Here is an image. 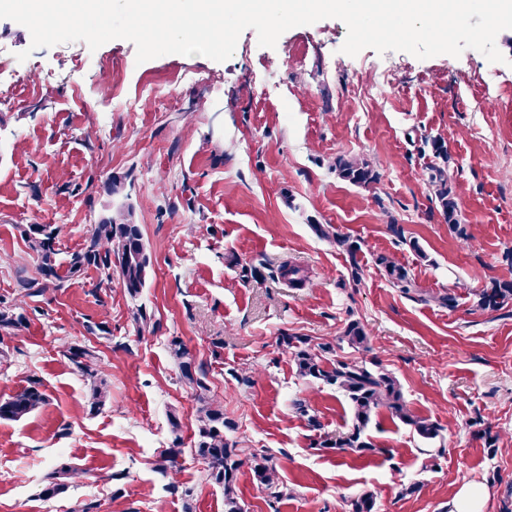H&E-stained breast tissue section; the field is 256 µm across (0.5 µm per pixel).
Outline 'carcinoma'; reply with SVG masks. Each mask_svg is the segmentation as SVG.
<instances>
[{
  "label": "carcinoma",
  "mask_w": 512,
  "mask_h": 512,
  "mask_svg": "<svg viewBox=\"0 0 512 512\" xmlns=\"http://www.w3.org/2000/svg\"><path fill=\"white\" fill-rule=\"evenodd\" d=\"M435 154L442 158L444 166L430 168L428 183L448 224L463 240L473 237L469 225L461 223L460 203L453 190L446 165L448 153L434 144ZM339 177L355 184L369 185L377 182V174L368 162L357 157H339L335 162ZM315 232L330 239L349 258L350 274L359 279L361 267L357 259L361 247L347 237L334 233L330 228L314 225ZM23 234L28 247L40 258L39 277L22 278L18 281L17 297L12 301L0 299V342L4 337L18 334L27 325V317L18 312L26 299L39 297L51 288H60L65 277H74L93 266L106 279L117 274L124 285L125 294L136 301L146 287L152 271L150 253L144 240L141 225L134 222L132 206L121 207L112 215L101 219L91 227L83 247L68 262L67 275H62L56 262V238L58 229L47 224H30ZM379 265L394 288L408 295L416 292V283L409 272L392 258L380 255ZM476 307L486 311H498L512 301V281H494L491 287L476 293ZM133 319L138 332L152 331L155 323L145 308L134 306ZM358 353L356 357H339L336 349L342 345ZM278 348L291 356L299 377L317 380L331 386L347 400L351 414V428L336 439L319 443L322 448H348L359 454L374 450L365 437V430L374 414L386 410L420 439L428 442L439 436L440 427L432 420L421 417L409 408L399 381L380 363L368 361L362 354L371 350V338L357 320L349 321L342 335L322 342L307 336L284 334L278 338ZM168 353L184 384L194 394L196 401L195 432L191 453L203 463L207 481L224 491V512H244L238 487L240 469L248 464L253 479L270 499L280 501L292 495L293 489L284 484L273 458L265 451L257 452L240 447V442L230 438L237 429L236 423L224 415L223 402L211 393L202 366L197 364L188 346L174 337L169 341ZM62 355L81 373L89 392L86 403L90 413L98 412L109 399L110 390L101 363L93 348L76 342H68ZM48 402L40 389V382L30 378L27 385L6 399H0V420L19 421L38 411ZM297 416L307 419L313 428L319 426L310 402L299 399L294 402ZM172 439L168 448L159 453L156 469L164 474L178 471L177 459L182 455L183 438L181 423L176 414L169 415ZM81 476V471L71 465H62L47 476L43 494L57 497L65 493L70 484Z\"/></svg>",
  "instance_id": "carcinoma-1"
}]
</instances>
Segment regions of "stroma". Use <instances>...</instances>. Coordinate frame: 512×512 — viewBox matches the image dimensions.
Listing matches in <instances>:
<instances>
[{
    "label": "stroma",
    "instance_id": "1",
    "mask_svg": "<svg viewBox=\"0 0 512 512\" xmlns=\"http://www.w3.org/2000/svg\"><path fill=\"white\" fill-rule=\"evenodd\" d=\"M346 36L345 23L328 18L268 48L248 29L226 61L168 54L123 76L77 68L71 56H132L130 41L34 50L26 27L0 19V49L29 51L32 70L12 100H0V296L13 299L19 278L38 274L25 225L58 227L64 266L102 215L130 204L153 263L141 301L157 324L138 335L121 280L92 267L24 305L26 329L0 343V399L34 377L48 403L0 420V512H224L223 490L191 451L176 476L155 468L171 440L169 413L184 440L194 430V396L168 354L174 336L203 366L236 438L267 450L294 490L269 507L242 467L246 512H347L366 492L376 512H451L467 484L484 491V512H501L512 496V304L482 311L474 293L512 280L502 259L512 249V29L496 37L505 63L467 51L415 58L371 95L370 72L402 54L365 49L343 59L336 47ZM437 142L451 158L467 241L429 190ZM341 155L370 161L377 183L340 179ZM112 174L124 177V195L102 192ZM317 224L360 244V280ZM380 255L408 270L417 293L391 287ZM288 259L310 284L277 280ZM444 293L455 307L433 303ZM353 319L410 409L440 425L432 444L382 411L366 431L374 453L321 447L348 431V403L298 377L276 341L332 338ZM101 321L108 337L87 334L86 324ZM67 342L103 360L110 398L98 413L86 410L87 385L61 354ZM245 367L254 382L241 388L229 371ZM305 397L319 428L293 410ZM62 463L85 476L43 497L45 474Z\"/></svg>",
    "mask_w": 512,
    "mask_h": 512
}]
</instances>
